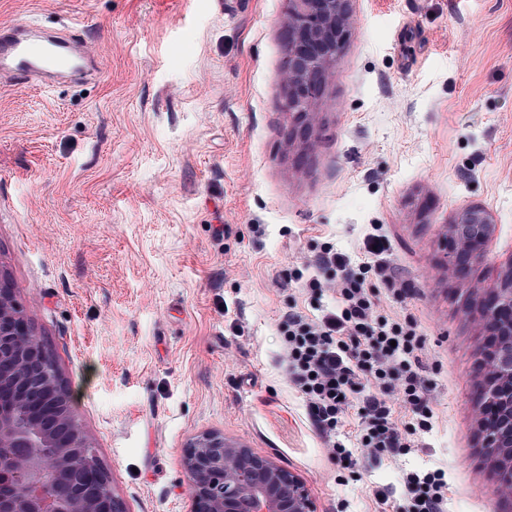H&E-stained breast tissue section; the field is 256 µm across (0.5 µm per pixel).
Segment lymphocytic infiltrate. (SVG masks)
<instances>
[{
    "label": "lymphocytic infiltrate",
    "mask_w": 512,
    "mask_h": 512,
    "mask_svg": "<svg viewBox=\"0 0 512 512\" xmlns=\"http://www.w3.org/2000/svg\"><path fill=\"white\" fill-rule=\"evenodd\" d=\"M364 251L373 264H353L349 255L325 246L313 262L317 275L297 272L280 283L282 290L330 300L319 317L298 311L285 316L279 361L286 382L305 396L328 455L345 466L354 458L336 429L349 411L361 420L362 448L394 456L414 448L415 435L431 430L434 418L415 322L389 315L367 287L369 270L389 268L390 247L383 236L370 234ZM401 480L398 512H445L443 470L409 471Z\"/></svg>",
    "instance_id": "obj_1"
}]
</instances>
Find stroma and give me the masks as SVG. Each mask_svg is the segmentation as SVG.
I'll use <instances>...</instances> for the list:
<instances>
[{"label": "stroma", "instance_id": "1", "mask_svg": "<svg viewBox=\"0 0 512 512\" xmlns=\"http://www.w3.org/2000/svg\"><path fill=\"white\" fill-rule=\"evenodd\" d=\"M312 145L288 141L285 0H0V27L68 30L102 63L50 91L0 76V268L54 355L71 410L130 512H190L183 446L223 432L288 467L317 512H396L401 470L443 469L448 512H512L476 422L483 338L467 312L512 262V0H351ZM487 206L488 259L448 278L455 214ZM391 266L368 285L411 317L433 428L328 458L278 361L283 293L326 245ZM236 266L239 277L226 275ZM373 246H376V250H373ZM364 251L372 258H376L374 270L382 274L390 267V246L383 236L368 234L364 241Z\"/></svg>", "mask_w": 512, "mask_h": 512}]
</instances>
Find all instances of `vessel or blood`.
Returning a JSON list of instances; mask_svg holds the SVG:
<instances>
[{"mask_svg":"<svg viewBox=\"0 0 512 512\" xmlns=\"http://www.w3.org/2000/svg\"><path fill=\"white\" fill-rule=\"evenodd\" d=\"M96 69L73 35L58 33L34 39L23 37L18 28L0 30V74L21 84L46 88L71 73L91 74Z\"/></svg>","mask_w":512,"mask_h":512,"instance_id":"b4317fda","label":"vessel or blood"}]
</instances>
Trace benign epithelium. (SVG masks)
<instances>
[{
    "label": "benign epithelium",
    "mask_w": 512,
    "mask_h": 512,
    "mask_svg": "<svg viewBox=\"0 0 512 512\" xmlns=\"http://www.w3.org/2000/svg\"><path fill=\"white\" fill-rule=\"evenodd\" d=\"M351 0H287L288 52L283 109L288 140L311 143L313 116L332 63L345 44ZM491 211L475 204L458 212L443 247L448 275L469 274L487 258ZM502 303L473 309L488 352L512 376V261L497 277ZM17 286L0 269V512H129L87 431L70 408L62 374L16 303ZM496 410L480 428L481 447L512 448V383L481 385L478 410ZM191 512H316L304 483L288 468L224 434L203 432L184 446Z\"/></svg>",
    "instance_id": "benign-epithelium-1"
}]
</instances>
